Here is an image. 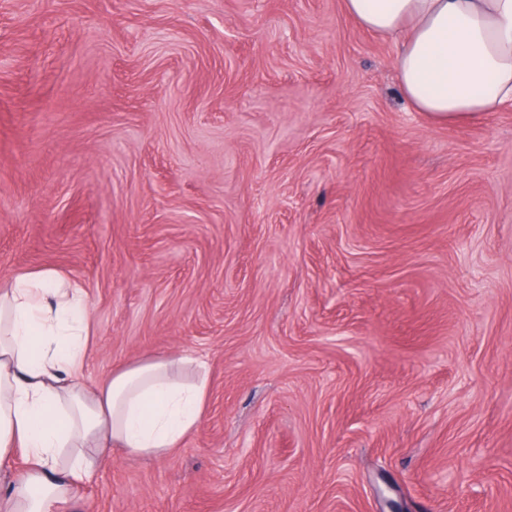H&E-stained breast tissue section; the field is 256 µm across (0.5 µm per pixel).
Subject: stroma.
Masks as SVG:
<instances>
[{"mask_svg":"<svg viewBox=\"0 0 512 512\" xmlns=\"http://www.w3.org/2000/svg\"><path fill=\"white\" fill-rule=\"evenodd\" d=\"M343 0H0V279L82 379L203 363L62 512H512V111L436 125Z\"/></svg>","mask_w":512,"mask_h":512,"instance_id":"35a3bbf8","label":"stroma"}]
</instances>
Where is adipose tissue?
I'll return each instance as SVG.
<instances>
[{
    "label": "adipose tissue",
    "mask_w": 512,
    "mask_h": 512,
    "mask_svg": "<svg viewBox=\"0 0 512 512\" xmlns=\"http://www.w3.org/2000/svg\"><path fill=\"white\" fill-rule=\"evenodd\" d=\"M363 29L392 41L407 102L435 124L512 106V0H344ZM83 288L54 270L0 282V512H57L98 458L160 457L200 420L206 384L154 356L95 388L79 374L90 342ZM22 480L8 479L16 449Z\"/></svg>",
    "instance_id": "ef3b65f1"
}]
</instances>
